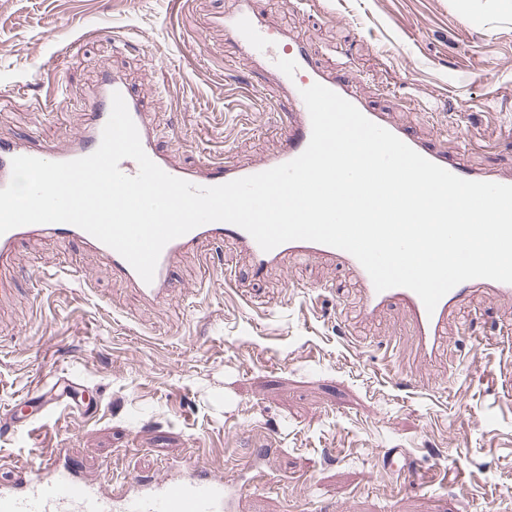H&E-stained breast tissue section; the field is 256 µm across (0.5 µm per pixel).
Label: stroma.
<instances>
[{
  "mask_svg": "<svg viewBox=\"0 0 512 512\" xmlns=\"http://www.w3.org/2000/svg\"><path fill=\"white\" fill-rule=\"evenodd\" d=\"M229 0H0V141L79 134L111 66L143 95L185 166L276 154L273 73L240 60L216 18ZM252 0L374 108L475 170L512 173V14L492 0ZM77 42L72 53L62 43ZM57 92L39 107L46 81ZM67 266L87 287L36 282ZM156 304L79 244L22 241L0 258V483L68 447L89 474L153 476L195 458L230 487L264 471L234 512H512V402L497 330L512 301L481 293L448 317L447 352L409 370L385 344L401 309L361 320L352 273L289 259L254 279L226 244L176 262ZM488 338L472 348L460 325ZM78 384L53 412L59 379ZM461 483L402 490L379 452ZM317 488L306 493L305 473Z\"/></svg>",
  "mask_w": 512,
  "mask_h": 512,
  "instance_id": "1",
  "label": "stroma"
}]
</instances>
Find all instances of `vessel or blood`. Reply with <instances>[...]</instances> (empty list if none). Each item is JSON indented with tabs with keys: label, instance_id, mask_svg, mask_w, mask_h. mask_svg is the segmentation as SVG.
I'll list each match as a JSON object with an SVG mask.
<instances>
[{
	"label": "vessel or blood",
	"instance_id": "1",
	"mask_svg": "<svg viewBox=\"0 0 512 512\" xmlns=\"http://www.w3.org/2000/svg\"><path fill=\"white\" fill-rule=\"evenodd\" d=\"M218 21L248 60L271 67L277 75L291 110L283 124L284 147L280 153L250 166H240L221 159H210L198 167L185 168L173 163L160 149L154 126L145 112L142 97L112 70H102L97 95L91 105L90 123L74 139L55 145L35 144L23 139L0 142V188L11 179V162L17 156H32L46 161L65 162L92 154L100 145L102 130L112 107L113 93H120L127 105L148 157L168 174L197 186H215L257 174L289 162L299 156L311 138V120L300 95L301 89L319 83L333 90L356 106L372 122L392 132L426 159L452 174L472 181L499 182L512 185V176L502 178L494 171L477 172L461 165L455 158L437 151L430 143L411 135L401 125L390 121L384 113L369 107L353 89L349 80L325 74L316 65L309 50L289 37L287 30L256 15L247 0H240L237 9L219 16ZM51 235L93 247L113 273L128 280L134 288L152 299L164 298L170 285L175 258L202 241L232 245L245 253L254 277H262L269 267L284 257H324L349 267L360 290L359 312L370 318L399 304L412 318L411 355L415 361L428 363L442 347L449 312L460 305L475 289L512 298V284L489 279L462 282L445 294L434 312H427L420 297L410 289L397 287L376 291L373 282L350 253L316 242L296 240L283 243L271 251H263L253 237L241 227L227 222L201 225L170 241L162 250L152 283H145L133 267L115 250L86 231L68 223L32 224L14 228L0 235V253L9 251L22 238ZM111 474L102 480L87 476L82 463L66 448H54L19 469L14 478L0 485V512H227L222 477L189 463L179 477H148L137 475L127 479L128 492L114 497L109 485Z\"/></svg>",
	"mask_w": 512,
	"mask_h": 512
}]
</instances>
